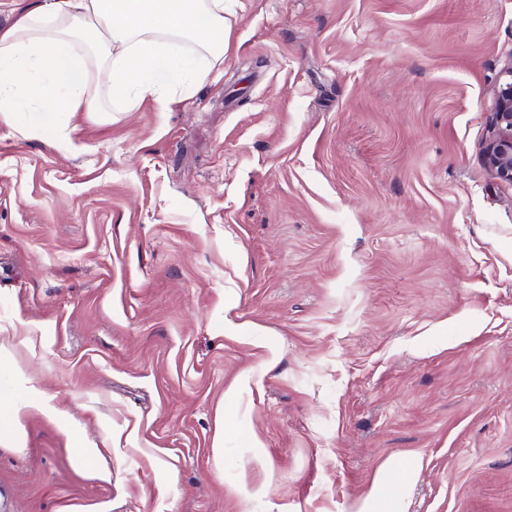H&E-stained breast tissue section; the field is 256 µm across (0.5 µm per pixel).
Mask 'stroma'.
<instances>
[{"label": "stroma", "instance_id": "obj_1", "mask_svg": "<svg viewBox=\"0 0 512 512\" xmlns=\"http://www.w3.org/2000/svg\"><path fill=\"white\" fill-rule=\"evenodd\" d=\"M224 19L169 111L0 121V512H512V0ZM504 82L496 94L494 135L485 148V165L497 178L512 183V57L503 67Z\"/></svg>", "mask_w": 512, "mask_h": 512}]
</instances>
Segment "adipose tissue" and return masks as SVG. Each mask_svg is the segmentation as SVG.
<instances>
[{
	"label": "adipose tissue",
	"mask_w": 512,
	"mask_h": 512,
	"mask_svg": "<svg viewBox=\"0 0 512 512\" xmlns=\"http://www.w3.org/2000/svg\"><path fill=\"white\" fill-rule=\"evenodd\" d=\"M224 0H35L0 29V118L168 111L224 63Z\"/></svg>",
	"instance_id": "obj_1"
}]
</instances>
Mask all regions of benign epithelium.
I'll return each mask as SVG.
<instances>
[{"mask_svg":"<svg viewBox=\"0 0 512 512\" xmlns=\"http://www.w3.org/2000/svg\"><path fill=\"white\" fill-rule=\"evenodd\" d=\"M503 73L492 117L494 135L485 148V165L494 176L512 183V57L504 63Z\"/></svg>","mask_w":512,"mask_h":512,"instance_id":"1","label":"benign epithelium"}]
</instances>
